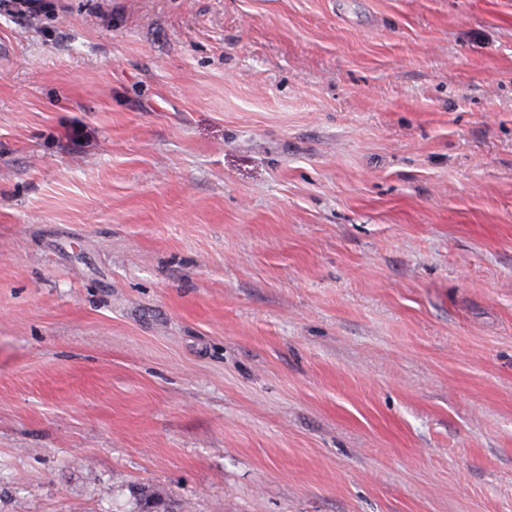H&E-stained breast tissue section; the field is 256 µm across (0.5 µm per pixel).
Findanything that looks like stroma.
Listing matches in <instances>:
<instances>
[{"mask_svg": "<svg viewBox=\"0 0 512 512\" xmlns=\"http://www.w3.org/2000/svg\"><path fill=\"white\" fill-rule=\"evenodd\" d=\"M0 15V512H512V0Z\"/></svg>", "mask_w": 512, "mask_h": 512, "instance_id": "obj_1", "label": "stroma"}]
</instances>
